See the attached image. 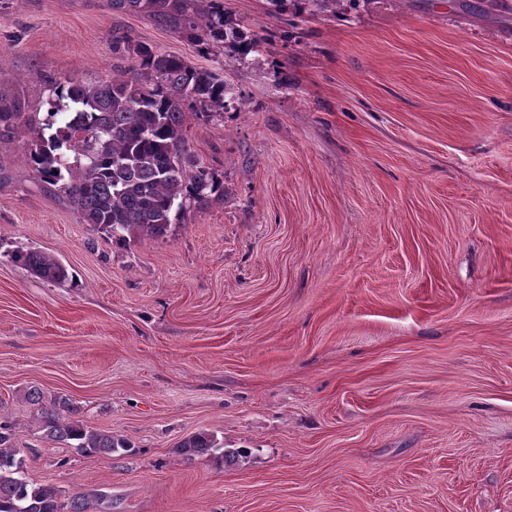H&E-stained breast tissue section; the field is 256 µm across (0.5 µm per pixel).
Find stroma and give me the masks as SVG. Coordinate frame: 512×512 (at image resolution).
<instances>
[{
	"label": "stroma",
	"mask_w": 512,
	"mask_h": 512,
	"mask_svg": "<svg viewBox=\"0 0 512 512\" xmlns=\"http://www.w3.org/2000/svg\"><path fill=\"white\" fill-rule=\"evenodd\" d=\"M203 53L109 0H0V101L127 68L124 37L226 77L189 117L223 181L113 241L0 142V416L33 485L89 512H512V0H223ZM36 248L54 283L9 260ZM70 400L132 447L48 440ZM245 449L216 466L179 442ZM298 2L310 14L334 12L336 4L341 0H268L271 15L283 14L288 11V2ZM9 256L12 261L26 266L44 280L61 283L69 278L67 268L56 257L39 250H15ZM178 447L187 455H214L219 447L213 436L206 432H198L184 438Z\"/></svg>",
	"instance_id": "1"
}]
</instances>
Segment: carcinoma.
<instances>
[{"instance_id":"obj_1","label":"carcinoma","mask_w":512,"mask_h":512,"mask_svg":"<svg viewBox=\"0 0 512 512\" xmlns=\"http://www.w3.org/2000/svg\"><path fill=\"white\" fill-rule=\"evenodd\" d=\"M112 8L144 11L200 45L222 43L246 55L259 41L248 38L224 16L223 0H111ZM315 15L336 9L340 0H296ZM132 60L125 70L91 80H56L47 115L0 106V138L27 130L25 161L41 182L52 186L81 214L84 223L123 241L139 231L163 237L172 214L186 204L224 196V184L191 151L188 113L210 118L243 97L223 76L199 69L184 58L159 53L132 40L124 42ZM10 258L38 277L61 283L67 268L36 249L15 250ZM74 409L57 397L41 409V428L53 442L84 456H110L131 444L124 438L71 418ZM187 455H212L213 436L194 433L178 443ZM7 421L0 419V512H88V503L62 499L52 485L32 486ZM216 455V454H214ZM238 450L216 455L232 462Z\"/></svg>"}]
</instances>
